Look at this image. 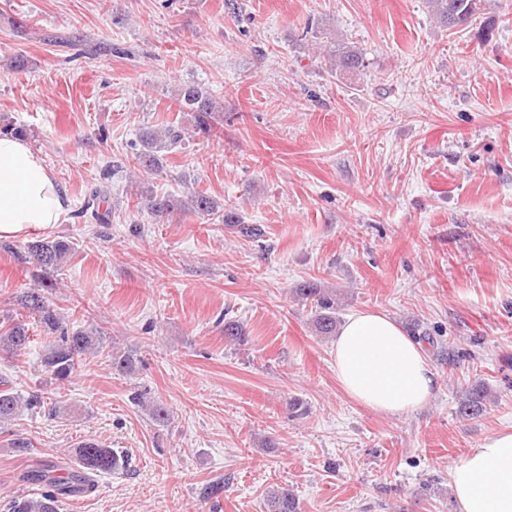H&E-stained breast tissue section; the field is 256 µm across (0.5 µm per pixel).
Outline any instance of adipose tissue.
<instances>
[{
	"instance_id": "obj_1",
	"label": "adipose tissue",
	"mask_w": 512,
	"mask_h": 512,
	"mask_svg": "<svg viewBox=\"0 0 512 512\" xmlns=\"http://www.w3.org/2000/svg\"><path fill=\"white\" fill-rule=\"evenodd\" d=\"M69 201L42 154L0 136V238L65 221ZM336 375L347 395L388 416L412 412L437 389L421 345L388 315L347 317L333 344ZM458 512H512V431L485 436L450 472Z\"/></svg>"
}]
</instances>
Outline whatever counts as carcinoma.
Here are the masks:
<instances>
[{"label":"carcinoma","instance_id":"1","mask_svg":"<svg viewBox=\"0 0 512 512\" xmlns=\"http://www.w3.org/2000/svg\"><path fill=\"white\" fill-rule=\"evenodd\" d=\"M428 3L433 18L448 28L471 22L482 7V0H428ZM327 55L336 69L345 73H352L363 64L360 50L345 41L330 44ZM176 101L179 111L194 113L198 133L210 137L223 126L224 113L207 88L197 83L184 84ZM183 139L181 129L173 125L164 129L147 128L139 136L140 149L135 160L144 168L158 171L163 167L164 152L177 147ZM146 207L158 223L175 211L185 209L210 217L215 224L240 223L234 212L220 208L210 196L200 192L185 200L148 194ZM72 250V242L57 237L35 240L21 255L23 262L34 264L40 270L38 285L18 296V302L43 333L42 365L53 379L64 382L80 368L84 356L96 354L103 357L113 371L131 373L141 362L137 351L106 349L107 333L102 327L70 329L61 321L58 304L50 299L51 291L56 287L51 274L62 269ZM299 296L315 308L316 332L321 336L336 335L338 318L333 295L320 288H301ZM33 341L30 324L24 317L8 313L0 317V352L14 354L27 349ZM489 401V388L477 384L461 399L459 412L471 418L480 417L486 412ZM44 407L43 397L35 391L23 396L8 387L0 389V421L12 419L23 410L34 413ZM78 455L80 468L63 475L57 474L59 466L55 464H44L35 470L31 480L41 484L42 491L29 497L20 495L11 502L8 512H60L65 499L96 490L92 475L110 474L126 465L124 456L96 442L85 443ZM266 508L267 512H300L296 495L286 486L274 487L266 493Z\"/></svg>","mask_w":512,"mask_h":512}]
</instances>
